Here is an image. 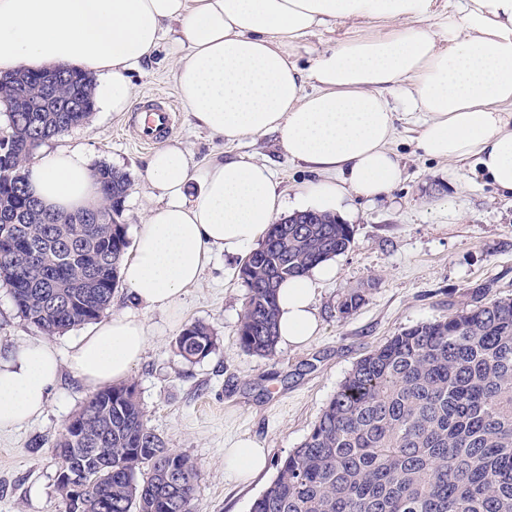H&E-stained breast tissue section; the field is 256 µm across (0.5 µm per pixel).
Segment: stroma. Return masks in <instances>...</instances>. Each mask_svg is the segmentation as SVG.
I'll list each match as a JSON object with an SVG mask.
<instances>
[{"instance_id": "1", "label": "stroma", "mask_w": 512, "mask_h": 512, "mask_svg": "<svg viewBox=\"0 0 512 512\" xmlns=\"http://www.w3.org/2000/svg\"><path fill=\"white\" fill-rule=\"evenodd\" d=\"M171 40L131 75L134 106L128 112L96 107L83 125L44 143L47 151L82 148L90 166L105 163L127 173L131 188L121 221L128 236L145 223L148 208L163 203L146 178L151 150L132 128L154 100L174 105L169 142L180 143L190 166L241 155L271 167L286 202H293L317 174L293 162L276 134L239 142L199 128L180 99ZM418 126L398 114L392 147L402 179L375 201L354 197L345 219L350 248L335 261L338 276L319 284L314 307L319 331L302 347L277 346L273 356L243 352L237 343L248 289L238 277L243 256L215 254L190 288L178 316L141 310L150 344L129 380L137 384L147 424L167 446L199 466L196 512H252V505L276 474V462L298 447L335 395L354 363L391 336L422 322L445 317L451 305L470 300L473 287L488 284L497 297H512V194L487 184L471 162H440L417 148ZM455 211L448 219L447 211ZM360 291L361 306L338 311L342 298ZM201 322L218 337V347L191 364L173 342L185 324ZM89 325L64 334L44 333L18 313L8 286L0 282V359L21 346L48 341L67 353ZM92 390L62 370L44 413L22 427L0 432V512H65L56 489L52 445ZM240 438L266 448V469L248 482L224 470V450Z\"/></svg>"}]
</instances>
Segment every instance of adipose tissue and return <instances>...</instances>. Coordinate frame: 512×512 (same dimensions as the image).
Instances as JSON below:
<instances>
[{"label":"adipose tissue","instance_id":"adipose-tissue-1","mask_svg":"<svg viewBox=\"0 0 512 512\" xmlns=\"http://www.w3.org/2000/svg\"><path fill=\"white\" fill-rule=\"evenodd\" d=\"M367 22L325 49L310 68L294 55L321 27ZM179 23L180 97L192 117L228 142L277 134L289 157L320 174L300 210L341 212L344 201L380 197L401 178L392 148L401 94L422 118L418 146L440 161L475 160L481 176L512 194V0H0V75L67 67L99 78L98 103L131 104L130 75ZM147 176L167 196L149 209L123 278L136 302L181 309L213 251L242 254L262 241L285 204L271 170L241 156L194 176L185 151L167 145ZM200 190L186 200L192 180ZM35 194L60 212L96 206L98 185L81 150L43 155L30 172ZM325 260L278 290V339L300 346L317 331L314 285L335 277ZM150 342L137 314L96 324L59 360L48 344L0 361V431L40 414L67 363L86 386L123 380ZM250 439L224 451V468L249 477L265 468Z\"/></svg>","mask_w":512,"mask_h":512}]
</instances>
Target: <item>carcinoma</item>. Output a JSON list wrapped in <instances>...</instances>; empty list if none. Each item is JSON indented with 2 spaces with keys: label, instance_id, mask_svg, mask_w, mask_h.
I'll list each match as a JSON object with an SVG mask.
<instances>
[{
  "label": "carcinoma",
  "instance_id": "carcinoma-1",
  "mask_svg": "<svg viewBox=\"0 0 512 512\" xmlns=\"http://www.w3.org/2000/svg\"><path fill=\"white\" fill-rule=\"evenodd\" d=\"M59 97L79 104L69 123L94 110L92 80L65 71ZM37 83L0 85L9 132L0 136V278L21 316L47 335L99 319L109 310L128 247L119 221L130 186L108 165L94 170L98 223H57L27 196L39 147L65 132L55 112H29ZM45 252L39 266L8 246L14 234ZM350 225L328 213H295L272 224L239 269L248 288L238 327L247 354L271 355L278 343L277 286L345 252ZM96 285L83 288L90 258ZM478 286L470 302L420 323L360 358L252 512H512V298ZM174 348L199 362L216 348L205 325L187 324ZM53 445L58 469L78 477L72 493L56 478L66 512H195L200 470L148 427L136 383L95 393Z\"/></svg>",
  "mask_w": 512,
  "mask_h": 512
}]
</instances>
